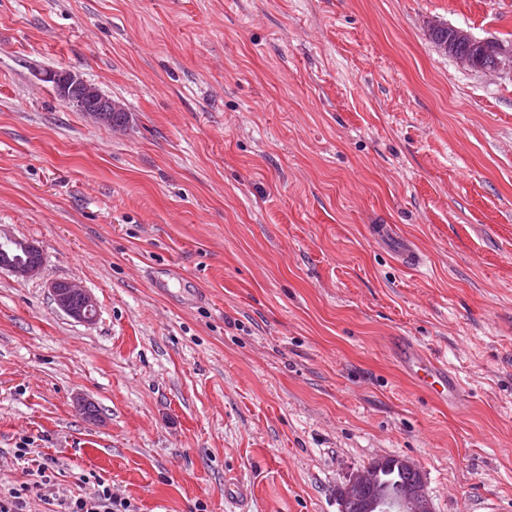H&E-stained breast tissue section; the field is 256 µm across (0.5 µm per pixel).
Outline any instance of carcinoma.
<instances>
[{
    "instance_id": "1",
    "label": "carcinoma",
    "mask_w": 512,
    "mask_h": 512,
    "mask_svg": "<svg viewBox=\"0 0 512 512\" xmlns=\"http://www.w3.org/2000/svg\"><path fill=\"white\" fill-rule=\"evenodd\" d=\"M102 93L98 88L85 82L78 83L69 91V104L80 112H87L95 119L111 127L124 123L126 113L112 103L99 104ZM377 469L376 485L363 488L356 495L343 501L344 512H365L367 501L377 492H382L392 499L395 507L392 512H399L402 503L420 482V472L408 466L406 461L396 457H386L382 461L372 462Z\"/></svg>"
}]
</instances>
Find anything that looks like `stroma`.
Here are the masks:
<instances>
[{
  "label": "stroma",
  "mask_w": 512,
  "mask_h": 512,
  "mask_svg": "<svg viewBox=\"0 0 512 512\" xmlns=\"http://www.w3.org/2000/svg\"><path fill=\"white\" fill-rule=\"evenodd\" d=\"M434 20L512 46V0H0V226L43 261L0 270V488L46 462L137 512H340L397 457L435 512H512V69L442 54ZM61 69L127 124L63 103ZM48 288H50L56 307L69 317L86 323H90L95 319L97 303L92 294L87 290L72 281H52L49 283ZM399 363L419 388L442 400L455 401L460 397L461 386L448 365L429 357L420 348L405 347L400 352Z\"/></svg>",
  "instance_id": "obj_1"
}]
</instances>
